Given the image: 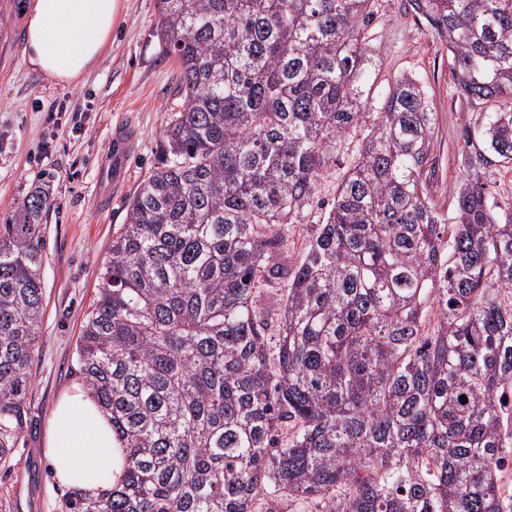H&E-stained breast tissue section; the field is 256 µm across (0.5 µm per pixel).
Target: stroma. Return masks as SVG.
<instances>
[{
  "label": "stroma",
  "instance_id": "35a3bbf8",
  "mask_svg": "<svg viewBox=\"0 0 512 512\" xmlns=\"http://www.w3.org/2000/svg\"><path fill=\"white\" fill-rule=\"evenodd\" d=\"M26 2L0 0V227L37 188L49 191L53 206L42 218L45 311L30 364L27 424L8 466H0V512H60L67 488L56 480L46 456L51 412L76 383L70 374L75 344L112 233L125 223L127 202L155 164L159 135L182 99L177 65L160 54L154 37L157 0H121L100 60L67 86L23 59ZM369 30L376 60L373 96L402 74L417 77L432 95L437 165L430 194L440 211L449 212L453 186L464 174L458 134L472 110L457 94L448 50L407 0H375ZM118 124L128 129L131 145L121 178L101 204L96 200L100 170L110 158V133ZM360 141V134L352 133L321 180L315 205L288 242L292 256H300L314 225L322 223L320 204L335 196Z\"/></svg>",
  "mask_w": 512,
  "mask_h": 512
}]
</instances>
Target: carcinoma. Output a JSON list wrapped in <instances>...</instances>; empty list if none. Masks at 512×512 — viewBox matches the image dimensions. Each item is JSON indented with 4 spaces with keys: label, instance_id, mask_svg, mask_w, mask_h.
<instances>
[{
    "label": "carcinoma",
    "instance_id": "1",
    "mask_svg": "<svg viewBox=\"0 0 512 512\" xmlns=\"http://www.w3.org/2000/svg\"><path fill=\"white\" fill-rule=\"evenodd\" d=\"M373 3L157 0L183 102L76 341L124 471L61 512H512V198L489 187L512 163V0H409L475 110L449 213L427 193L425 87L402 75L369 103ZM357 130L294 263L288 226ZM51 206L33 192L0 235L3 464L26 424Z\"/></svg>",
    "mask_w": 512,
    "mask_h": 512
}]
</instances>
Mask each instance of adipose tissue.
Returning <instances> with one entry per match:
<instances>
[{"label": "adipose tissue", "mask_w": 512, "mask_h": 512, "mask_svg": "<svg viewBox=\"0 0 512 512\" xmlns=\"http://www.w3.org/2000/svg\"><path fill=\"white\" fill-rule=\"evenodd\" d=\"M119 10V0H29L26 62L58 83H77L98 62ZM47 451L59 483L88 495L121 478L123 450L107 415L82 385H74L54 406Z\"/></svg>", "instance_id": "ef3b65f1"}]
</instances>
